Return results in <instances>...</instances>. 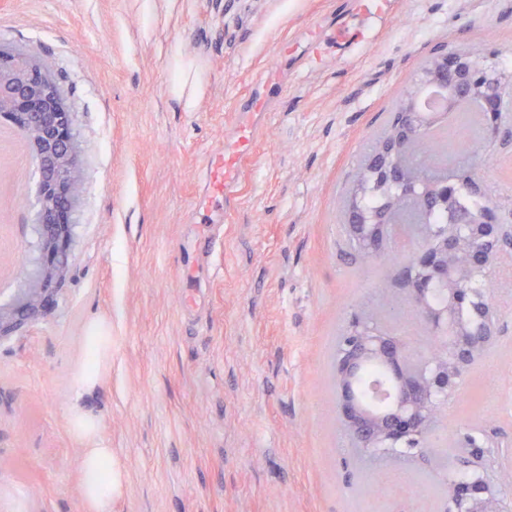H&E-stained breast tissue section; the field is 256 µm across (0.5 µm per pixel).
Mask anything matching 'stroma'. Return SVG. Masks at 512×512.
Returning <instances> with one entry per match:
<instances>
[{
	"instance_id": "stroma-1",
	"label": "stroma",
	"mask_w": 512,
	"mask_h": 512,
	"mask_svg": "<svg viewBox=\"0 0 512 512\" xmlns=\"http://www.w3.org/2000/svg\"><path fill=\"white\" fill-rule=\"evenodd\" d=\"M319 29L327 59L306 60ZM54 72L77 116L83 192L57 309L0 344V512H87L72 409L112 451V512H445L459 434L479 470L512 466V247L488 293L498 333L445 402L426 458L365 464L336 412L339 336L362 307L411 315L391 260L350 249L340 213L372 136L429 56L493 50L512 99V0H0V46ZM286 87L212 223L195 221L207 156L264 71ZM507 200L512 123L480 154ZM30 150L0 117V286L26 262ZM112 336L97 385L75 376Z\"/></svg>"
}]
</instances>
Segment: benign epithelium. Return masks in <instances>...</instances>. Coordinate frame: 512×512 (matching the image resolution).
Here are the masks:
<instances>
[{"label": "benign epithelium", "mask_w": 512, "mask_h": 512, "mask_svg": "<svg viewBox=\"0 0 512 512\" xmlns=\"http://www.w3.org/2000/svg\"><path fill=\"white\" fill-rule=\"evenodd\" d=\"M487 59L475 50L440 54L430 60L425 81L445 89L450 104L464 99L481 103L482 127L490 138L498 126L501 86L490 78L483 64ZM55 85L46 64L30 54L0 48V115L10 118L17 134L33 148L38 173L33 190L36 222L31 227L35 252L20 273L19 288L8 302H0V343L47 316L72 275L74 215L82 183L80 146L74 114L55 93ZM396 116L391 154L413 144L431 122L413 97L404 99ZM445 204L456 221L465 224L466 233L450 232L446 225L434 235L425 229L420 238L434 236L435 246H417L402 264L418 333L437 338L439 348L419 354L413 337L374 328L375 314L364 311L355 315L336 354L339 418L373 465L391 460L372 453L375 448H406L420 457L429 453L428 437L442 417L436 397H446L460 386L497 335L495 323L470 326L458 321V313L466 306L483 317L494 309L485 289L472 287V271L500 253L499 218L493 214L478 223L457 212L453 200L447 198ZM436 285L448 287V298L440 305L429 298ZM372 358L385 362L401 381L392 410L377 417L361 409L349 385L360 364ZM448 512H506V503L501 489L476 474L450 486Z\"/></svg>", "instance_id": "7a95c632"}]
</instances>
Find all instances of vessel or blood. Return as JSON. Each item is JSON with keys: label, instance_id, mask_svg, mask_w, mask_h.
Returning <instances> with one entry per match:
<instances>
[{"label": "vessel or blood", "instance_id": "1", "mask_svg": "<svg viewBox=\"0 0 512 512\" xmlns=\"http://www.w3.org/2000/svg\"><path fill=\"white\" fill-rule=\"evenodd\" d=\"M277 85L274 72H267L260 79L255 94L249 99L245 110L239 113L231 135L225 139L223 150L212 156L207 165L203 189L205 195L220 194L224 198H231L245 165L255 152V119L268 111L269 91Z\"/></svg>", "mask_w": 512, "mask_h": 512}]
</instances>
